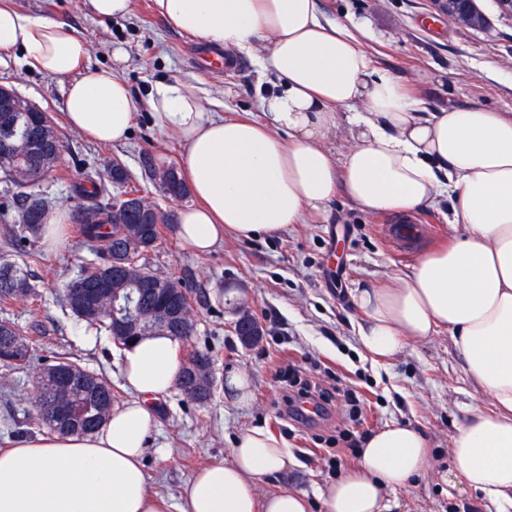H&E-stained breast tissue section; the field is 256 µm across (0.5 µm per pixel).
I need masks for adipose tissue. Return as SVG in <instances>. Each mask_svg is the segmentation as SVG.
<instances>
[{
    "mask_svg": "<svg viewBox=\"0 0 512 512\" xmlns=\"http://www.w3.org/2000/svg\"><path fill=\"white\" fill-rule=\"evenodd\" d=\"M152 8L181 33L254 56L256 113L205 111L180 81L135 99L117 70L123 46L113 47L112 67H89V46L73 28L25 15L12 0H0V51L21 49L33 70L66 80V120L87 139L125 143L143 109L179 139L180 176L195 203L180 210L178 236L201 254L227 237L314 223L338 196L369 214L448 198L462 235L411 273L355 290L366 317L358 341L378 359L448 330L493 406L456 426L454 476L489 503L512 506V113L422 112L403 83L371 68L345 24L325 19L319 0H152ZM341 128L350 145L339 154L327 136ZM179 347L159 334L121 350L131 398L95 433L49 431L0 450V512H309L297 489L260 492L263 478L293 462L263 427L243 430L227 459L198 470L181 506L149 490L145 437L183 367ZM429 458L419 430L387 424L320 489L325 512H384L386 495L407 487Z\"/></svg>",
    "mask_w": 512,
    "mask_h": 512,
    "instance_id": "1",
    "label": "adipose tissue"
}]
</instances>
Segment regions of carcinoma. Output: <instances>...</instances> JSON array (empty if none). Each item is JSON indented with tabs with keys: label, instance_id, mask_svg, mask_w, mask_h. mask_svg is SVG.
<instances>
[{
	"label": "carcinoma",
	"instance_id": "obj_1",
	"mask_svg": "<svg viewBox=\"0 0 512 512\" xmlns=\"http://www.w3.org/2000/svg\"><path fill=\"white\" fill-rule=\"evenodd\" d=\"M13 142L17 149L0 154V173L3 174L4 191L23 190L17 197L13 216L14 239L21 246L32 245L42 237L44 224L39 222L41 212L52 210V198L38 191L41 181L57 166L63 144L52 120L41 124L38 113L13 108L0 110V137ZM125 183V174L118 168L107 172L90 171L84 183L74 191L85 202L79 204L73 215L74 223L83 225L89 251L99 258V263L83 268L65 288L66 306L78 319L90 325L102 324L111 330L112 321L98 320L76 309L73 296L99 288L101 279L112 272L116 281L112 287L119 293L99 296L100 306L115 308L116 313L130 310L138 312L141 336L148 337L155 330L158 318L173 307H178L180 318L193 324V307L186 301L178 281L163 278L156 289H140L141 280L153 272L139 263L143 253L153 249L159 239L160 225L168 223L164 216L156 217L132 205L130 197L138 194L131 187L112 196V201L102 203L100 198L109 195L108 184L114 180ZM32 293L26 272L12 262L0 264V299H17ZM0 363L14 370H35L41 380L38 397L40 411L46 425L57 430L52 415L58 402L57 384L52 380L51 368L37 370L31 348L16 325L9 318L0 319ZM68 388L72 396L83 402L94 421L80 425L72 433L89 434L96 431L108 417L112 408V389L108 382L84 369L75 367Z\"/></svg>",
	"mask_w": 512,
	"mask_h": 512
}]
</instances>
